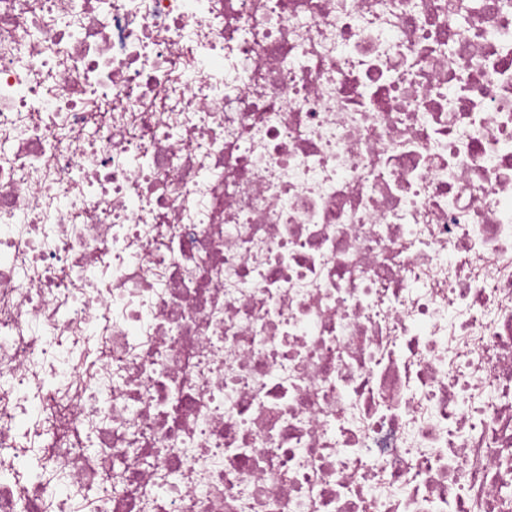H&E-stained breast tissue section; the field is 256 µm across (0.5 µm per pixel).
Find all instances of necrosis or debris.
I'll use <instances>...</instances> for the list:
<instances>
[{"instance_id":"obj_1","label":"necrosis or debris","mask_w":512,"mask_h":512,"mask_svg":"<svg viewBox=\"0 0 512 512\" xmlns=\"http://www.w3.org/2000/svg\"><path fill=\"white\" fill-rule=\"evenodd\" d=\"M0 512H512V0H0Z\"/></svg>"}]
</instances>
